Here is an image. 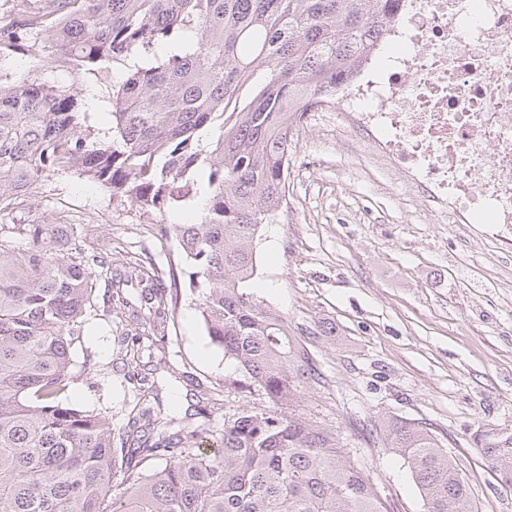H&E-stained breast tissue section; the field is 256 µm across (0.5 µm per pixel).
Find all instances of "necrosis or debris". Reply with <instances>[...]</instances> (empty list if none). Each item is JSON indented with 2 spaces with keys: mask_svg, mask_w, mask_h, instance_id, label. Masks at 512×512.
Listing matches in <instances>:
<instances>
[{
  "mask_svg": "<svg viewBox=\"0 0 512 512\" xmlns=\"http://www.w3.org/2000/svg\"><path fill=\"white\" fill-rule=\"evenodd\" d=\"M337 102L435 223L512 226V0H400Z\"/></svg>",
  "mask_w": 512,
  "mask_h": 512,
  "instance_id": "1",
  "label": "necrosis or debris"
}]
</instances>
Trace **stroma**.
<instances>
[{
    "mask_svg": "<svg viewBox=\"0 0 512 512\" xmlns=\"http://www.w3.org/2000/svg\"><path fill=\"white\" fill-rule=\"evenodd\" d=\"M37 76L80 83L89 126L110 128L111 70L77 78L56 66ZM286 198L281 223L260 230L250 288L287 317L321 368L325 382L304 392L302 409L337 430L388 512H424L402 460L366 443L367 428L389 416L425 423L462 460L477 512H512V489L476 446L484 432L512 433V230L489 225L480 240L467 225L431 223L412 188L368 159L332 108L308 113L296 131ZM58 220L100 224L122 252L154 245L151 217L72 171L39 182L27 206L0 212V224ZM322 322L333 333L319 334ZM85 329L95 364L84 370V348L74 350L71 396L121 426L134 394L115 366L120 331L92 311ZM174 371L225 383L228 408L253 400L230 388L241 373L211 344L187 293L157 374Z\"/></svg>",
    "mask_w": 512,
    "mask_h": 512,
    "instance_id": "1",
    "label": "stroma"
}]
</instances>
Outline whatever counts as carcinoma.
Returning a JSON list of instances; mask_svg holds the SVG:
<instances>
[{
  "label": "carcinoma",
  "instance_id": "carcinoma-1",
  "mask_svg": "<svg viewBox=\"0 0 512 512\" xmlns=\"http://www.w3.org/2000/svg\"><path fill=\"white\" fill-rule=\"evenodd\" d=\"M396 2L44 0L0 16V59L29 58L27 76L0 78V212L73 170L156 216L157 245L176 242L182 261L134 253L114 269L98 224H0V512H387L338 434L299 410L306 388L323 383L318 363L249 286L260 227L287 207L294 130L375 56ZM57 64L120 70L111 133L90 131L85 89L35 76ZM101 269L105 321L133 326L120 355L135 400L118 430L69 395ZM185 290L259 396L253 406L226 412L215 388L194 415L165 416L150 366L166 359ZM374 431L407 466L425 512H475L463 464L427 427L389 417ZM478 443L512 488V433Z\"/></svg>",
  "mask_w": 512,
  "mask_h": 512
}]
</instances>
